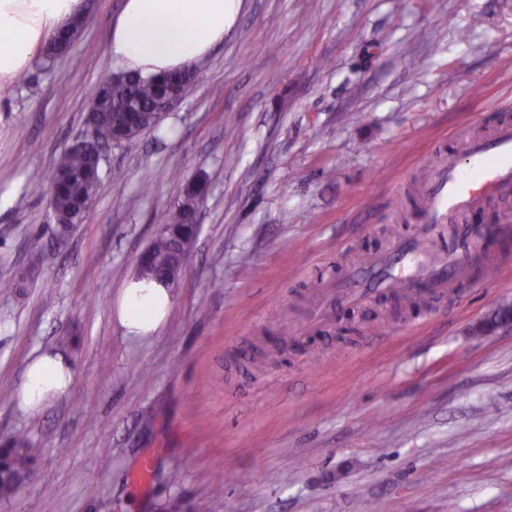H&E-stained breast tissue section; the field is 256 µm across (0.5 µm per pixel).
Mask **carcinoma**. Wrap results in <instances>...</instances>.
<instances>
[{
	"mask_svg": "<svg viewBox=\"0 0 512 512\" xmlns=\"http://www.w3.org/2000/svg\"><path fill=\"white\" fill-rule=\"evenodd\" d=\"M178 84L181 98L194 94L195 80L176 75L159 80L144 82L125 74L107 76L100 83L95 99L101 111L109 117L119 119L126 112H139L143 121L124 127L123 140L130 141L142 132L155 128L160 123L155 113V104L167 80ZM99 150L74 149L64 151L57 160L51 174L50 205L53 212L61 215H75L85 204L92 203L101 181ZM207 185L203 181L193 184L180 204L171 212L169 221L158 227L147 248L153 257V264H137V278L162 281L174 277L181 266L178 260V242L175 235L185 238L196 236L198 224L191 221L196 215L198 204L204 199ZM40 454L25 435H13L0 444V499L13 496L23 485L26 477Z\"/></svg>",
	"mask_w": 512,
	"mask_h": 512,
	"instance_id": "carcinoma-1",
	"label": "carcinoma"
}]
</instances>
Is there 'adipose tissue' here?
I'll return each mask as SVG.
<instances>
[{
    "label": "adipose tissue",
    "instance_id": "adipose-tissue-1",
    "mask_svg": "<svg viewBox=\"0 0 512 512\" xmlns=\"http://www.w3.org/2000/svg\"><path fill=\"white\" fill-rule=\"evenodd\" d=\"M237 0H124L112 26L108 52L120 71L157 79L200 63L224 40ZM85 0H0V84L25 73L52 34L81 20ZM172 305L168 288L132 280L116 316L125 336L142 340L162 326ZM68 355L48 349L27 365L17 392L26 411L61 398L71 388Z\"/></svg>",
    "mask_w": 512,
    "mask_h": 512
}]
</instances>
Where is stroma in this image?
Instances as JSON below:
<instances>
[{"instance_id": "stroma-1", "label": "stroma", "mask_w": 512, "mask_h": 512, "mask_svg": "<svg viewBox=\"0 0 512 512\" xmlns=\"http://www.w3.org/2000/svg\"><path fill=\"white\" fill-rule=\"evenodd\" d=\"M86 5L0 112V439L41 450L0 512H512V332L473 333L512 299L495 232L512 199L465 219L490 253L471 287L341 310L300 349L281 338L314 289L414 234L440 161L512 123V0H241L194 95L104 147L91 211L61 237L49 176L117 71L123 0ZM200 179L166 323L131 340L119 293ZM48 347L74 384L23 411Z\"/></svg>"}]
</instances>
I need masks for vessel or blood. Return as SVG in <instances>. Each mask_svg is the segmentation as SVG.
I'll list each match as a JSON object with an SVG mask.
<instances>
[{
    "instance_id": "obj_1",
    "label": "vessel or blood",
    "mask_w": 512,
    "mask_h": 512,
    "mask_svg": "<svg viewBox=\"0 0 512 512\" xmlns=\"http://www.w3.org/2000/svg\"><path fill=\"white\" fill-rule=\"evenodd\" d=\"M512 192V126L498 129L493 139L470 141L459 159L438 167L425 187L427 220L412 242L399 243L394 255L401 272L381 281L384 289L415 294L449 284L464 285L476 255L452 258L436 244L447 224L464 212L479 208L492 193ZM336 294L350 304L363 303L368 288L356 278L337 285Z\"/></svg>"
}]
</instances>
